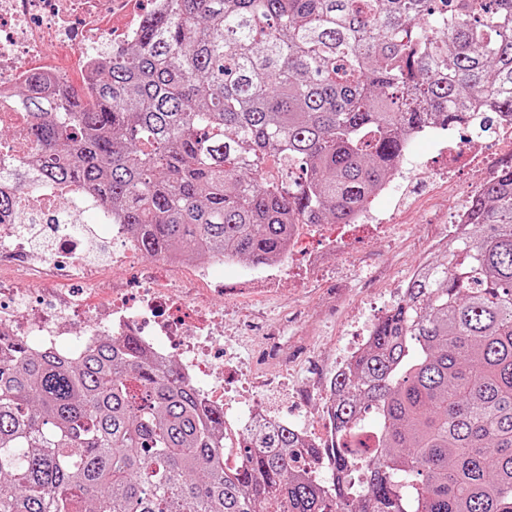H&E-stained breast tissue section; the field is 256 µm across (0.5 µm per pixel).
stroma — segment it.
Returning a JSON list of instances; mask_svg holds the SVG:
<instances>
[{"instance_id": "obj_1", "label": "stroma", "mask_w": 512, "mask_h": 512, "mask_svg": "<svg viewBox=\"0 0 512 512\" xmlns=\"http://www.w3.org/2000/svg\"><path fill=\"white\" fill-rule=\"evenodd\" d=\"M409 154L450 178L413 187L404 197H375L371 207L393 223L390 235L380 236L369 224H303L296 250L275 263L272 285L241 295L235 271H224V287L213 294L224 306V333L214 342L232 368L224 376L230 410H245L256 402L285 421L321 431L329 370L363 322H376L392 309L396 291L406 286L413 267L431 257L449 210L466 202L483 182L480 167L468 155L448 154L434 138L418 139ZM335 238L346 247L340 260L331 248ZM313 255L321 260L315 271L308 263ZM148 270L162 288L202 285L192 264L174 272L168 263L141 252L134 264L114 268L104 263L82 280L73 278L69 265H59L54 283L85 288L91 301L101 281L122 283L129 294H137ZM282 327L291 342V359L286 367L271 369L259 348L260 337Z\"/></svg>"}]
</instances>
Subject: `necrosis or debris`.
Segmentation results:
<instances>
[{"instance_id":"4bbe7bcc","label":"necrosis or debris","mask_w":512,"mask_h":512,"mask_svg":"<svg viewBox=\"0 0 512 512\" xmlns=\"http://www.w3.org/2000/svg\"><path fill=\"white\" fill-rule=\"evenodd\" d=\"M168 0H0V99L38 73L53 80L61 73L63 55L80 61L85 75L94 73L101 55L124 47L137 33L147 12L164 11ZM22 213L51 234L43 246L24 237L16 225H0V257L24 266L30 285L0 281V336L17 337L33 352H51L72 358L97 346L106 337L138 336L143 347L158 358L174 359L180 375L202 386L206 405H224L223 358L212 357L213 336L224 331V309L210 297L180 288L162 289L146 282L138 295L109 288V300L98 308L57 292L44 301L39 284L51 281L61 261L84 271L86 259L99 246L96 237L70 234L64 219H76L94 210L108 224L113 265L132 259L135 243L126 225L113 221L85 189L59 188L30 180L19 188ZM212 387H203L205 377Z\"/></svg>"}]
</instances>
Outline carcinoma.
Here are the masks:
<instances>
[{
    "mask_svg": "<svg viewBox=\"0 0 512 512\" xmlns=\"http://www.w3.org/2000/svg\"><path fill=\"white\" fill-rule=\"evenodd\" d=\"M168 2L87 92L35 73L8 104L37 181L85 187L152 257L282 260L296 225L356 223L411 132L512 113V0ZM470 209L330 380L337 436L260 424L233 469L224 411L137 337L75 361L4 341L0 512H512V163Z\"/></svg>",
    "mask_w": 512,
    "mask_h": 512,
    "instance_id": "obj_1",
    "label": "carcinoma"
}]
</instances>
